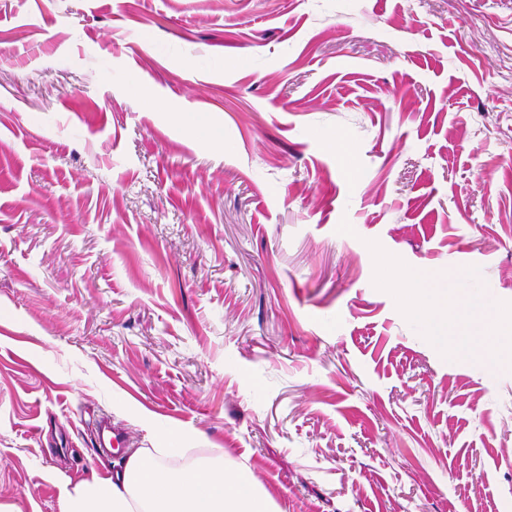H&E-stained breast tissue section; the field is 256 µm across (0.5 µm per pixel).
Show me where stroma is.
Masks as SVG:
<instances>
[{"mask_svg": "<svg viewBox=\"0 0 512 512\" xmlns=\"http://www.w3.org/2000/svg\"><path fill=\"white\" fill-rule=\"evenodd\" d=\"M391 263L477 269L500 364ZM101 416L277 512H512V0H0V512Z\"/></svg>", "mask_w": 512, "mask_h": 512, "instance_id": "1", "label": "stroma"}]
</instances>
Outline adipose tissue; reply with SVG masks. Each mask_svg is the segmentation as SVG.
Segmentation results:
<instances>
[{"instance_id":"1","label":"adipose tissue","mask_w":512,"mask_h":512,"mask_svg":"<svg viewBox=\"0 0 512 512\" xmlns=\"http://www.w3.org/2000/svg\"><path fill=\"white\" fill-rule=\"evenodd\" d=\"M412 297L410 316L425 320L440 347L460 350L480 347L485 360H499L494 345L495 322L490 306L482 302L481 282L469 276L464 299L453 307L448 322L444 296L447 275L437 271L417 274L399 271ZM63 512H275L274 503L260 491L252 473L235 467H162L143 453L129 456L122 472L92 473L64 494Z\"/></svg>"}]
</instances>
